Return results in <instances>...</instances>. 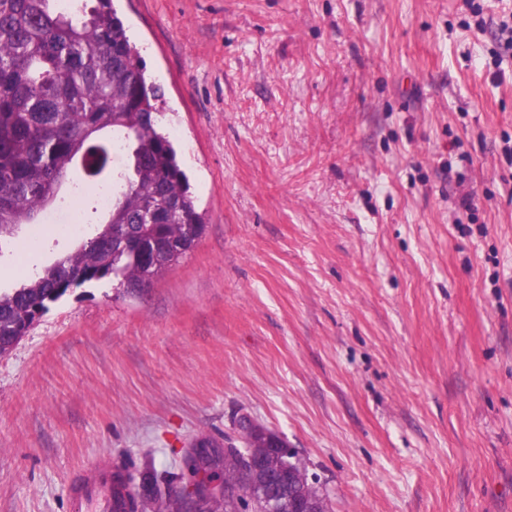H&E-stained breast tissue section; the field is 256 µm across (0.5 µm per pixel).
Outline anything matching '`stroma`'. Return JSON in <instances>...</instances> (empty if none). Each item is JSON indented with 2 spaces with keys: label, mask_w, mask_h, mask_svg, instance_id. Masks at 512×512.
Wrapping results in <instances>:
<instances>
[{
  "label": "stroma",
  "mask_w": 512,
  "mask_h": 512,
  "mask_svg": "<svg viewBox=\"0 0 512 512\" xmlns=\"http://www.w3.org/2000/svg\"><path fill=\"white\" fill-rule=\"evenodd\" d=\"M206 228L0 356V512L245 412L329 512H512V60L462 0H115ZM86 232L0 238V289Z\"/></svg>",
  "instance_id": "1"
}]
</instances>
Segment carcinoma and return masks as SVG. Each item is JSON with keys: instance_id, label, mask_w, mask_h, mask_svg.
<instances>
[{"instance_id": "obj_1", "label": "carcinoma", "mask_w": 512, "mask_h": 512, "mask_svg": "<svg viewBox=\"0 0 512 512\" xmlns=\"http://www.w3.org/2000/svg\"><path fill=\"white\" fill-rule=\"evenodd\" d=\"M161 89L149 81L114 0H79L71 13L57 0H0V236L37 224L56 202L74 160L95 166L122 140L124 162L112 179V209L92 237L48 266L42 276L10 293L0 292V355L70 289L112 278L141 292L196 246L205 231L202 213L178 161L157 127ZM156 204L152 223L141 214ZM248 447L259 449L258 474L242 478L224 456L228 438H201L212 449L192 470L224 479V503L210 512H242L236 494L243 482L259 484L289 471L305 512H328L309 483L298 453L261 424ZM123 508L118 512H173L179 498L163 487L174 473L148 462L139 475L119 471Z\"/></svg>"}]
</instances>
